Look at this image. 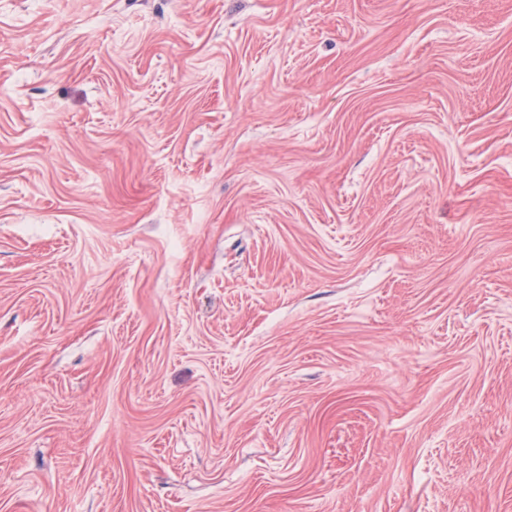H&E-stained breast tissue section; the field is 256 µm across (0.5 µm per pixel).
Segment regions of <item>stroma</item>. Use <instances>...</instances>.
<instances>
[{
  "mask_svg": "<svg viewBox=\"0 0 512 512\" xmlns=\"http://www.w3.org/2000/svg\"><path fill=\"white\" fill-rule=\"evenodd\" d=\"M0 512H512V0H0Z\"/></svg>",
  "mask_w": 512,
  "mask_h": 512,
  "instance_id": "stroma-1",
  "label": "stroma"
}]
</instances>
